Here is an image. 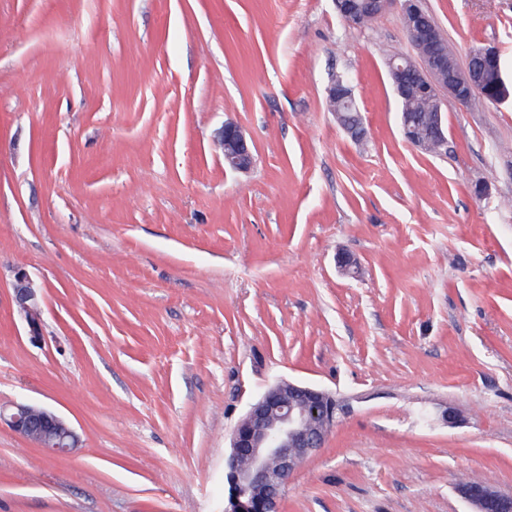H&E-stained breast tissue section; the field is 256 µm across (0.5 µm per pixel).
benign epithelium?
<instances>
[{
	"mask_svg": "<svg viewBox=\"0 0 512 512\" xmlns=\"http://www.w3.org/2000/svg\"><path fill=\"white\" fill-rule=\"evenodd\" d=\"M393 0H334L339 14L352 26L363 25L364 18L378 17ZM405 33L419 48L417 59L387 62L395 95L406 98L418 92L433 104L427 113L428 135H415L413 120L399 113L405 139L426 151L438 152L447 144L442 112L443 95L458 105L470 104L472 95L486 91L488 76L498 85L496 102L512 98V88L501 76V54L497 47L484 45L469 52L465 64L448 55L442 33L419 0H400ZM353 99L348 79L338 75L329 88V100ZM342 129L356 142L366 138L362 113L345 120L336 113ZM219 146L224 162L234 170L246 172L254 163L252 146L243 129L224 124ZM12 300L23 315L32 341L42 335L41 309L37 288L28 272L15 271ZM336 399L329 393L290 381H281L251 405L233 431L230 454L224 463L227 497L224 512H278L279 502L289 476L319 447L336 422ZM0 422L48 453L65 457L77 447V436L70 424L55 412L20 402L11 409L0 407ZM458 494L474 512H512V494H504L481 481H462Z\"/></svg>",
	"mask_w": 512,
	"mask_h": 512,
	"instance_id": "1",
	"label": "benign epithelium"
}]
</instances>
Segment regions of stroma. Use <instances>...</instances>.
Masks as SVG:
<instances>
[{"label":"stroma","mask_w":512,"mask_h":512,"mask_svg":"<svg viewBox=\"0 0 512 512\" xmlns=\"http://www.w3.org/2000/svg\"><path fill=\"white\" fill-rule=\"evenodd\" d=\"M423 6L512 80V0ZM414 54L397 2L353 27L333 0H0V404L80 440L0 425V512H223L232 433L281 380L340 409L280 512H470L467 472L512 493V100L445 99L427 153L386 66ZM336 108H339L341 112L345 113H353L357 112L354 106H346L343 102L337 103ZM332 111L336 115V119L339 122L342 129L350 136V138L356 142H362L367 135V130L365 126V119L361 112H358L353 120H345L344 115L341 112H336L334 109ZM219 146L224 153V162L234 170L246 172L254 163L252 146L243 129L233 123L224 124L220 133ZM12 300L27 323L31 340L39 342L42 335V320L37 288L23 268L15 271ZM0 422L51 455L65 457L77 448L70 424L51 410L24 402L14 403L9 410L1 406Z\"/></svg>","instance_id":"1"}]
</instances>
